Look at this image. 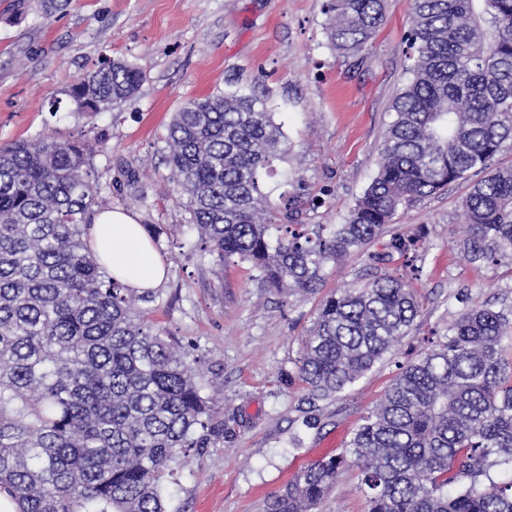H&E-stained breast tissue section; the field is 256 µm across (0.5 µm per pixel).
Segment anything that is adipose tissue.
Segmentation results:
<instances>
[{
    "label": "adipose tissue",
    "instance_id": "adipose-tissue-1",
    "mask_svg": "<svg viewBox=\"0 0 512 512\" xmlns=\"http://www.w3.org/2000/svg\"><path fill=\"white\" fill-rule=\"evenodd\" d=\"M88 243L113 278L136 293L155 290L166 275L162 257L132 212L94 211Z\"/></svg>",
    "mask_w": 512,
    "mask_h": 512
}]
</instances>
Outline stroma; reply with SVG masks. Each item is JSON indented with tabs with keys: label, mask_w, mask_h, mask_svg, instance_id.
<instances>
[{
	"label": "stroma",
	"mask_w": 512,
	"mask_h": 512,
	"mask_svg": "<svg viewBox=\"0 0 512 512\" xmlns=\"http://www.w3.org/2000/svg\"><path fill=\"white\" fill-rule=\"evenodd\" d=\"M410 0H385L367 61L329 44L325 0H0V147L40 134L102 141L98 205L161 227L167 278L144 306L150 323L193 347L221 384L234 439L192 451L166 481L168 512H264L267 499L320 456L340 453L400 364L441 339L463 304L512 312V264L471 262L459 246L461 203L478 172L401 209L378 239L324 270L319 294L258 287L247 263L195 249L169 194L163 136L186 100L260 86L290 147L267 188L295 197L301 224H341L378 171L390 107L405 84ZM137 65L139 91L119 107L76 116L71 84L103 59ZM425 229L420 311L401 342L335 398L309 406L295 363L322 297L404 261L374 265L392 233ZM356 466L344 467L320 512H365Z\"/></svg>",
	"instance_id": "1"
}]
</instances>
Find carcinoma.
Listing matches in <instances>:
<instances>
[{
    "instance_id": "carcinoma-1",
    "label": "carcinoma",
    "mask_w": 512,
    "mask_h": 512,
    "mask_svg": "<svg viewBox=\"0 0 512 512\" xmlns=\"http://www.w3.org/2000/svg\"><path fill=\"white\" fill-rule=\"evenodd\" d=\"M411 64L395 97L376 176L342 224L283 222L263 176L288 153L266 99L221 88L174 113L164 152L195 247L248 262L262 288L321 290L325 266L364 249L404 206L487 171L462 201L460 247L512 261V0H411ZM327 37L360 56L384 0H329ZM125 61L76 79L87 119L131 98ZM99 144L36 136L0 147V492L18 512H167L166 478L191 450L233 436L214 380L190 349L148 322L85 237ZM423 235L394 234L377 264L418 257ZM412 282L382 274L320 305L296 363L306 400L342 392L413 324ZM512 315L468 306L398 373L342 452L299 470L265 512H316L341 469L360 471L367 512H512Z\"/></svg>"
}]
</instances>
